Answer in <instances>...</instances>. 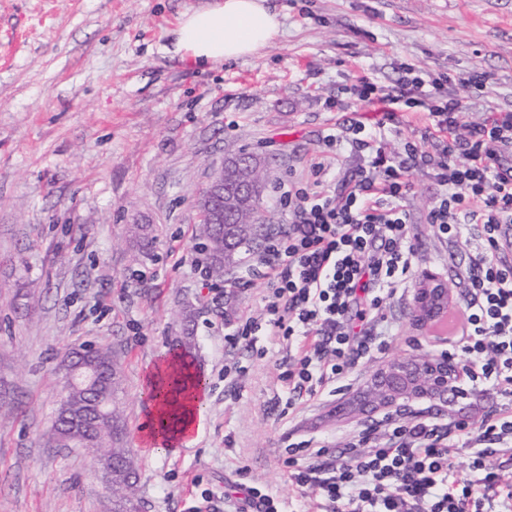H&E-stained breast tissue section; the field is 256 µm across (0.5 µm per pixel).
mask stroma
Instances as JSON below:
<instances>
[{"label":"stroma","mask_w":512,"mask_h":512,"mask_svg":"<svg viewBox=\"0 0 512 512\" xmlns=\"http://www.w3.org/2000/svg\"><path fill=\"white\" fill-rule=\"evenodd\" d=\"M214 0H0V512H112L92 450L50 442L70 349L110 348L123 378L122 440L139 461L144 512H225L224 493L269 488L284 512H315L288 485V446L314 439L337 451L370 417L337 415L374 369L451 352L414 329L413 292L388 300L398 328L317 398L293 395L278 337L258 331L230 349L243 319L260 317L264 283L253 258L234 284L208 283L194 202L225 156L268 159L262 221L288 222L272 189L326 161L322 139L372 109H332L342 85L394 84L406 61L431 73L486 71L465 119L512 106V0H268L280 35L258 56L201 70L173 50L184 13ZM406 203L416 272L451 277L471 250L434 235L425 216L439 187L422 170ZM133 224L156 240L123 245ZM193 306V362L207 402L191 441L172 453L146 444L149 367L167 355ZM234 358L236 370L224 371ZM512 399L486 386L463 411L410 403L448 425L477 427Z\"/></svg>","instance_id":"35a3bbf8"}]
</instances>
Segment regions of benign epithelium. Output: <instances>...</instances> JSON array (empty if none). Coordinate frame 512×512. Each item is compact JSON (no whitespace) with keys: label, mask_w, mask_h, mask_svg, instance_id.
Here are the masks:
<instances>
[{"label":"benign epithelium","mask_w":512,"mask_h":512,"mask_svg":"<svg viewBox=\"0 0 512 512\" xmlns=\"http://www.w3.org/2000/svg\"><path fill=\"white\" fill-rule=\"evenodd\" d=\"M256 162L257 158L251 154H239L224 161V164L244 172L237 192L240 199L256 196L258 184L250 175ZM207 188V193L197 199V207L209 212L213 224L230 223L229 213L224 208V168L213 173ZM452 302V289L447 280L435 273H422L412 307L413 327L424 330L448 313V305ZM459 372V365L449 360L446 354H426L391 362L372 375L365 393L356 402V410L363 414L400 409L416 400H427L434 406L458 405L467 398L464 390L457 386Z\"/></svg>","instance_id":"7a95c632"}]
</instances>
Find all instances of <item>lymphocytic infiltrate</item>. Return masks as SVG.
<instances>
[{"label":"lymphocytic infiltrate","mask_w":512,"mask_h":512,"mask_svg":"<svg viewBox=\"0 0 512 512\" xmlns=\"http://www.w3.org/2000/svg\"><path fill=\"white\" fill-rule=\"evenodd\" d=\"M394 85L363 76L343 95L382 107L381 120H350L323 139L327 153L342 145L364 163L341 186L324 165L307 182L277 183L287 211V231L271 235L259 263L265 291L260 319L240 324L247 340L259 329L281 337L296 368L293 392L311 397L344 377L351 366L387 348L390 325L384 305L416 264V246L405 201L414 193L416 168L431 170L440 191L426 221L445 239L479 227L480 238L455 278L464 285L462 326L453 339L471 385L491 384L512 396V169L502 163L512 148V110L490 112L464 124L469 104L450 94L444 73L400 62ZM408 112L424 116L419 138L389 152L385 125L401 126ZM468 449V474L456 457ZM512 455V413L488 415L477 429L445 428L430 419H386L349 441L338 455L303 441L290 450L287 479L303 497L331 512H512V472L489 468L488 457Z\"/></svg>","instance_id":"obj_1"}]
</instances>
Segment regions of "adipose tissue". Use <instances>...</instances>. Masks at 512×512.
<instances>
[{
    "instance_id": "adipose-tissue-1",
    "label": "adipose tissue",
    "mask_w": 512,
    "mask_h": 512,
    "mask_svg": "<svg viewBox=\"0 0 512 512\" xmlns=\"http://www.w3.org/2000/svg\"><path fill=\"white\" fill-rule=\"evenodd\" d=\"M279 34L278 16L264 0H216L211 7L185 13L173 32L176 52L202 69L255 56ZM206 401L203 390L185 399L167 392L149 415L144 427L146 442L161 441L168 450L177 451L190 440Z\"/></svg>"
}]
</instances>
